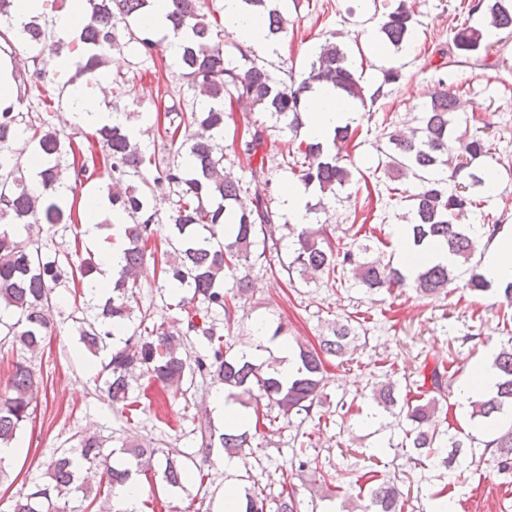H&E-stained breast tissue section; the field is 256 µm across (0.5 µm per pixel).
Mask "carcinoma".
<instances>
[{
  "label": "carcinoma",
  "mask_w": 512,
  "mask_h": 512,
  "mask_svg": "<svg viewBox=\"0 0 512 512\" xmlns=\"http://www.w3.org/2000/svg\"><path fill=\"white\" fill-rule=\"evenodd\" d=\"M249 8L257 7L263 15L267 39L277 42L288 33V20L280 8V0H242ZM88 17L79 35L65 42L55 36V21L44 12L23 24L20 47L10 46V55L22 51L36 60L49 52L69 56L75 67L68 84L81 78L91 80L104 67L115 49L135 43L146 58H154L160 43L148 35V28L132 27L150 12L152 0H86ZM167 15L169 27L185 38L179 45L176 63L180 76L191 89L199 91L208 107L199 111L196 104L165 113L169 118L164 128L165 140L175 153L188 155L185 162L142 153L139 143L118 125L102 126L82 139H62L53 126L55 113L35 114L18 110L13 103L0 106V345L36 354L43 348L50 322L46 313L53 306L59 288L73 287L85 294L95 288L93 280L99 264L91 254L72 258V253L55 245L56 231L63 230L77 238L81 234L83 215L77 205V188L59 183L60 163L67 156L80 162L79 171H97V159L112 181V210L129 219L125 227L124 266L115 275L112 287L92 297L95 315H81L75 308L78 341L85 353L107 357L98 378L114 405L132 412L139 403L135 391L142 377L168 392L183 391L194 377H210L230 391L238 404L253 408L259 415L261 406H275L286 417L292 413L310 415L324 381L326 362L330 357L343 358L355 351L358 339L349 322H336L331 335L319 337L317 344L296 343L300 363L299 374L284 384L263 362L247 359L246 353L233 352L231 331L235 324V305L226 296V278L235 294L247 291V282L238 276L239 267L250 261L254 247L267 244L277 226V214L269 205L270 186H243L224 176L225 101L248 105L247 112H261L296 129L302 124L307 94L321 86L336 90L349 100L370 99L375 103L387 94L385 88L398 82L401 70L390 67L383 71L382 81L369 96L352 68L347 52L331 39H325L320 52L310 62L299 83L276 79L257 59L241 55V62L226 57L220 44L219 24L210 20L212 11L206 0H172ZM483 13V25L465 26L454 31L451 48L463 59L489 56L492 32H512V0H472L468 12ZM415 12L407 0L386 15L379 32L383 42L399 52L409 44ZM457 98L448 90L429 95L422 110L421 127L403 134L389 135L385 152L386 173L398 178L412 173L420 181L412 195L409 231L415 245L437 241L448 247L454 261L449 265H423L412 278L390 262L368 259L370 246L346 243L332 246L327 231L301 227L295 241V256L288 270H297L306 279H328L336 274H349L361 285L379 288H412L422 296H435L455 280L454 269L472 260L481 244L479 238L456 223L457 215L476 201L463 190L448 189L441 177L449 163L455 173L464 174L475 186L484 184V176L471 170L474 160L487 155L488 142L480 134L471 135L461 154L453 157L456 140ZM244 152L249 159H269L268 140L273 127L253 120H243ZM31 132L37 143V183L34 188L20 159L11 153V143L21 134ZM185 140H179L181 132ZM352 136L349 127H339L333 138L334 149L309 142L301 154L304 161L295 175L306 187L316 186L323 193L332 192L351 180V171L341 150ZM141 185H134V181ZM164 187L177 197L168 217L169 249L161 254L164 286L184 292L177 303L185 313L187 332L196 337L199 354L191 356L184 340L161 327H149L147 318L130 328V299L137 288V271L143 265L148 243L157 240L160 220L150 211L145 189ZM48 225L46 234L29 235L33 226ZM224 317L218 327L216 317ZM497 372L496 393L488 399L471 402V418L495 420L512 408V338L502 344L491 362ZM421 398L398 404L395 388L382 385L373 391V400L382 414L405 417L410 425L407 436L418 453H437L448 443L461 448L466 434L459 439L445 437L438 430L439 413L446 389L451 386V369L422 362L418 370ZM37 378L34 370L16 363L15 370L0 394V445L11 444L35 415ZM256 434L248 429L224 427L209 431L202 439L201 452L210 457L219 447L229 458L254 454L252 441ZM498 472L512 473V425L504 427L494 439L485 442ZM104 443L96 435H83L77 443L64 448L48 464L47 480L36 483L30 492L17 499L12 512H92L96 498L120 499V491L132 474L156 471L172 488L183 487L189 477L186 464L175 448H158L138 442L121 445L127 462L116 467L112 454L103 452ZM95 466L103 470L105 491H92L79 481L80 471ZM268 497L263 489L244 488L240 512H267ZM275 512H299L296 492L281 490L273 498ZM401 491L392 480H384L354 500L356 512H403Z\"/></svg>",
  "instance_id": "1"
}]
</instances>
